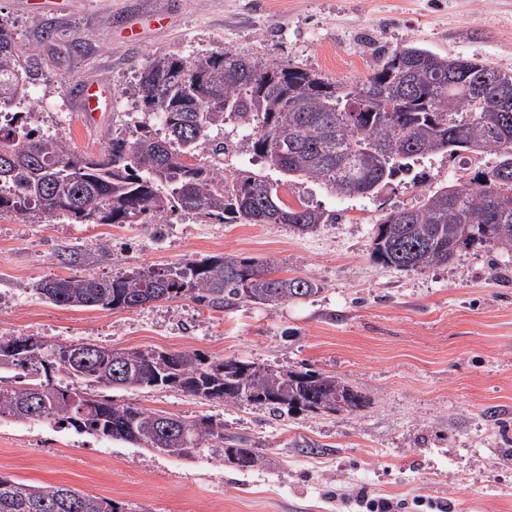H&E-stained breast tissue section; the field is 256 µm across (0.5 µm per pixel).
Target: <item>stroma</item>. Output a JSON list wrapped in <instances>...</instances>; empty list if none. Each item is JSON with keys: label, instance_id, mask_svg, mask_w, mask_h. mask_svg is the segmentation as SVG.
I'll return each instance as SVG.
<instances>
[{"label": "stroma", "instance_id": "35a3bbf8", "mask_svg": "<svg viewBox=\"0 0 512 512\" xmlns=\"http://www.w3.org/2000/svg\"><path fill=\"white\" fill-rule=\"evenodd\" d=\"M29 65L35 122L81 153L133 139L145 114L134 85L148 62L189 60L224 48L352 82L379 54L407 42L512 72V0H63L32 10L0 0V20ZM54 36L43 40L46 26ZM112 85V110L86 127L76 101L85 83ZM495 151L467 162L420 159L422 183L371 198L337 197L297 179L289 206L340 220L301 234L283 224H222L193 214L162 218V238L139 224H76L31 212L0 216V336L56 345L195 350L285 370L312 369L366 396L356 413L281 417L247 403L205 401L170 389L115 391L116 402L247 439L258 465L241 473L209 439L188 459L38 421L0 419V474L112 499L129 512H512V252L460 250L422 272L371 258L375 224L424 193L494 167ZM78 254L75 263L61 249ZM267 260L274 276L311 277L323 291L269 307L224 312L189 300L137 309L64 308L42 300L49 277L115 275L185 256ZM320 443L309 454L302 441Z\"/></svg>", "mask_w": 512, "mask_h": 512}]
</instances>
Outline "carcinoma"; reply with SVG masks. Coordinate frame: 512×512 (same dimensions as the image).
Masks as SVG:
<instances>
[{
	"mask_svg": "<svg viewBox=\"0 0 512 512\" xmlns=\"http://www.w3.org/2000/svg\"><path fill=\"white\" fill-rule=\"evenodd\" d=\"M28 70L14 35L0 21V155L26 161L0 169V214L37 212L77 224H148L165 212H192L224 224H285L306 234L335 224L336 213L317 206L291 208L279 197L281 183L306 178L330 193L369 196L411 174L426 155L460 152L502 154L499 163L458 185L423 195L404 221L390 213L375 224L371 258L382 267L422 271L446 265L475 245L512 250V73L457 59L415 43L383 55L364 81L344 84L301 67L270 63L231 50L200 60L161 54L140 76L134 94L160 119L162 130L139 126L136 138L112 139L98 156L81 154L47 135L26 112L10 108L26 99ZM389 103V114L381 104ZM236 122L251 130L259 171L228 179L207 162L186 158L206 151L226 154L220 133ZM66 308L134 309L159 301L190 299L216 312L253 303L275 306L310 298L323 288L303 277L275 278L266 260L237 255L185 257L165 268L133 267L110 278L51 277L37 286ZM83 364L76 345L42 343L0 372L21 368L22 387L0 386V418L65 426L78 434L143 445L187 458L216 438L223 457L239 470L259 456L246 440L224 436L208 420L186 421L112 397L86 398L72 385L53 383L61 372L109 391L170 388L224 403L245 402L280 417L292 410L353 413L365 397L338 378L276 370L197 351L116 349L92 343ZM42 391L48 405L29 413ZM0 512H123L118 503L76 489L34 485L0 474Z\"/></svg>",
	"mask_w": 512,
	"mask_h": 512,
	"instance_id": "cac0c4a2",
	"label": "carcinoma"
}]
</instances>
